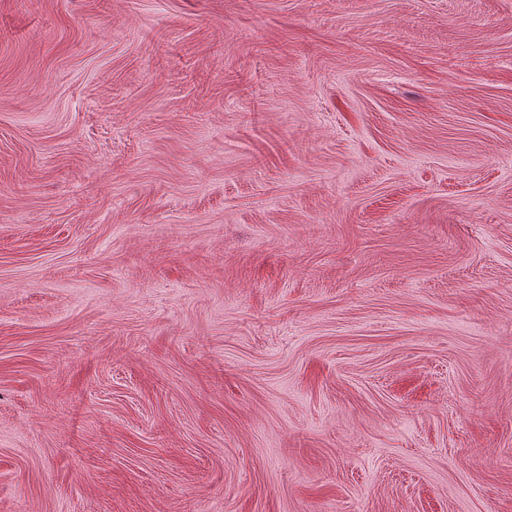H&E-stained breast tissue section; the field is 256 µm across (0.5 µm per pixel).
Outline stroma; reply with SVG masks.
<instances>
[{
    "label": "stroma",
    "mask_w": 512,
    "mask_h": 512,
    "mask_svg": "<svg viewBox=\"0 0 512 512\" xmlns=\"http://www.w3.org/2000/svg\"><path fill=\"white\" fill-rule=\"evenodd\" d=\"M0 512H512V0H0Z\"/></svg>",
    "instance_id": "obj_1"
}]
</instances>
